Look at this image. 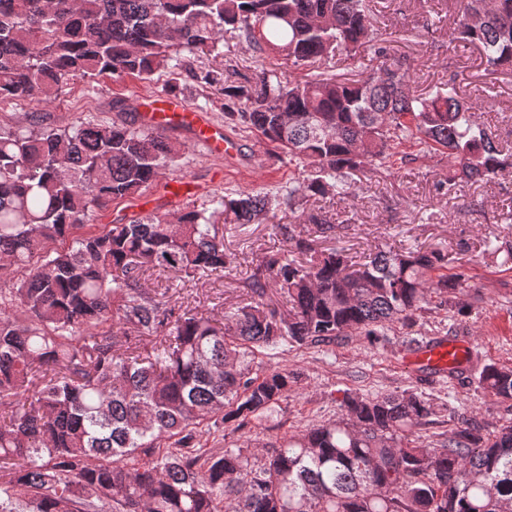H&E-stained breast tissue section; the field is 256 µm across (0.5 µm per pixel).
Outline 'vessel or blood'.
<instances>
[{"mask_svg": "<svg viewBox=\"0 0 512 512\" xmlns=\"http://www.w3.org/2000/svg\"><path fill=\"white\" fill-rule=\"evenodd\" d=\"M140 122L142 126L154 130L183 129L204 145L210 155L216 157L227 156L237 150L236 141L225 134L222 126L215 124L207 113L190 108L175 94L159 95L155 105L141 113ZM465 355L464 345L450 339L420 346L408 355L407 362L435 372H444L454 363L463 360Z\"/></svg>", "mask_w": 512, "mask_h": 512, "instance_id": "1", "label": "vessel or blood"}]
</instances>
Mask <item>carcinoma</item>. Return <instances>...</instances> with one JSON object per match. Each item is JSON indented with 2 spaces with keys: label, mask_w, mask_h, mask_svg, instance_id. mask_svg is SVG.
<instances>
[{
  "label": "carcinoma",
  "mask_w": 512,
  "mask_h": 512,
  "mask_svg": "<svg viewBox=\"0 0 512 512\" xmlns=\"http://www.w3.org/2000/svg\"><path fill=\"white\" fill-rule=\"evenodd\" d=\"M458 31L493 71L512 70V0H457ZM246 49H270L297 69L364 54L351 78L246 84L187 59L218 49L224 28ZM185 71L224 96V120L288 155L300 190L241 191L211 207L97 224L176 162L184 145L124 124L79 121L0 131V512H508L512 418L461 419L430 444L421 427L455 408L412 390L346 392L342 417L285 436L258 457L210 453L201 433L259 426L298 383L256 361L283 342L334 344L413 330L453 301L462 271L438 250L380 251L354 263L288 234L245 281L252 302L224 322L174 307L142 287L149 271L195 278L230 264L228 225L265 224L353 177L417 159L446 161L438 190L512 177V152L477 122L453 83L411 90L414 64L374 36L369 0H0V99L48 104L76 77ZM304 223L334 229L320 209ZM308 255L304 262L291 257ZM280 286L288 314L266 302ZM121 325V336L110 328ZM152 337L151 347L143 338ZM478 384L512 412V366L487 363Z\"/></svg>",
  "instance_id": "cac0c4a2"
}]
</instances>
